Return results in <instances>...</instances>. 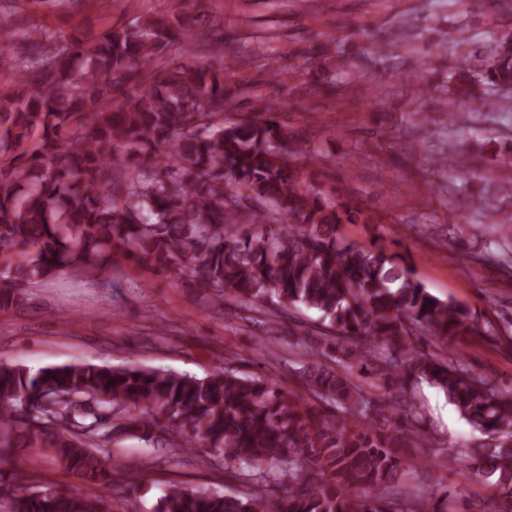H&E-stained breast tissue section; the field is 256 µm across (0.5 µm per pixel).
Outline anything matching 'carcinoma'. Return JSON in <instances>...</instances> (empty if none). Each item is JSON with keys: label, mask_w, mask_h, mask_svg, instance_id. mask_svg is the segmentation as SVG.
<instances>
[{"label": "carcinoma", "mask_w": 512, "mask_h": 512, "mask_svg": "<svg viewBox=\"0 0 512 512\" xmlns=\"http://www.w3.org/2000/svg\"><path fill=\"white\" fill-rule=\"evenodd\" d=\"M489 20L512 0H476ZM197 16L109 26L94 40L44 37L20 53L0 26V308L66 272L98 277L120 260L184 275L217 303L288 304L321 313L325 330L298 377L332 413L300 394L226 368L199 378L127 365L35 372L0 363V456L55 460L109 494L82 495L29 472L0 469V512H112L108 448L124 434L185 433L247 480L261 469L284 489L239 496L172 483L156 512H448L444 497L400 496V449L425 440L412 389L425 382L489 442L460 464L495 478L489 512H512V393H497L448 354L473 329L468 308L432 294L407 257L339 235L372 217L326 199L319 158L299 149L257 97L254 119L224 122V32L212 62L193 60L156 80L143 70L188 41ZM408 37L376 43L402 72ZM469 75L443 106L511 101L512 35L469 48ZM121 414L124 422L112 424Z\"/></svg>", "instance_id": "obj_1"}]
</instances>
